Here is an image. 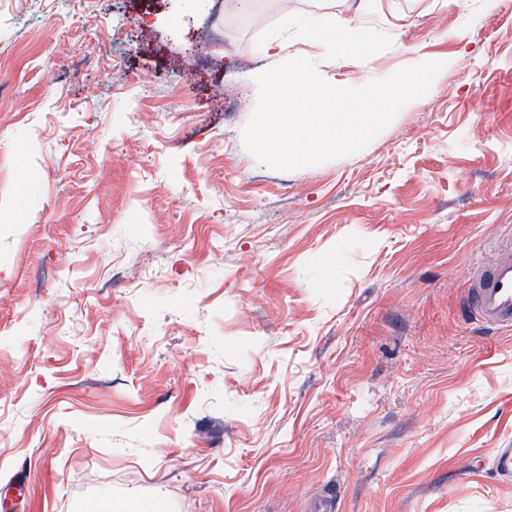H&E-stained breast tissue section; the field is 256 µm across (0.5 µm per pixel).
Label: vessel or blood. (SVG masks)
<instances>
[{"label":"vessel or blood","mask_w":512,"mask_h":512,"mask_svg":"<svg viewBox=\"0 0 512 512\" xmlns=\"http://www.w3.org/2000/svg\"><path fill=\"white\" fill-rule=\"evenodd\" d=\"M493 263L475 262L466 308L471 322L490 330L512 329V227L490 242Z\"/></svg>","instance_id":"vessel-or-blood-1"}]
</instances>
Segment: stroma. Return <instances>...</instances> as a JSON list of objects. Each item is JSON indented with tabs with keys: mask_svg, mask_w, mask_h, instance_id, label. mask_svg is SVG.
Listing matches in <instances>:
<instances>
[{
	"mask_svg": "<svg viewBox=\"0 0 512 512\" xmlns=\"http://www.w3.org/2000/svg\"><path fill=\"white\" fill-rule=\"evenodd\" d=\"M357 0H0V512H512V0H381L353 87L442 63L360 151L255 165L285 14ZM496 258L471 267L466 308L471 322L490 330L512 329V227L487 246Z\"/></svg>",
	"mask_w": 512,
	"mask_h": 512,
	"instance_id": "1",
	"label": "stroma"
}]
</instances>
